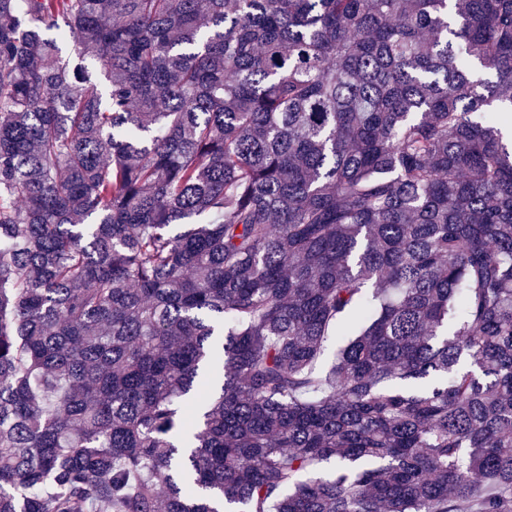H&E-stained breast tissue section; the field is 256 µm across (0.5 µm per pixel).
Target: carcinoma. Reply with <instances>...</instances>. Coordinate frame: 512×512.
<instances>
[{
    "label": "carcinoma",
    "mask_w": 512,
    "mask_h": 512,
    "mask_svg": "<svg viewBox=\"0 0 512 512\" xmlns=\"http://www.w3.org/2000/svg\"><path fill=\"white\" fill-rule=\"evenodd\" d=\"M505 112L512 0H0V512H512Z\"/></svg>",
    "instance_id": "carcinoma-1"
}]
</instances>
